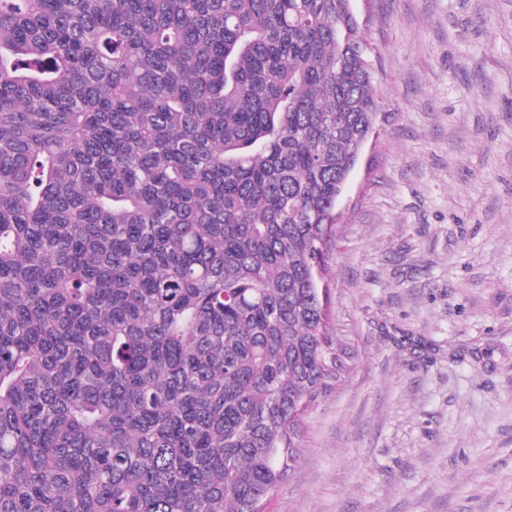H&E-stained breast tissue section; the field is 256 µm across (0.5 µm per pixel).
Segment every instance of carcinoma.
<instances>
[{
  "mask_svg": "<svg viewBox=\"0 0 512 512\" xmlns=\"http://www.w3.org/2000/svg\"><path fill=\"white\" fill-rule=\"evenodd\" d=\"M352 3L0 0V512H263L295 469L380 108Z\"/></svg>",
  "mask_w": 512,
  "mask_h": 512,
  "instance_id": "carcinoma-1",
  "label": "carcinoma"
}]
</instances>
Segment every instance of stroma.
Segmentation results:
<instances>
[{"instance_id": "35a3bbf8", "label": "stroma", "mask_w": 512, "mask_h": 512, "mask_svg": "<svg viewBox=\"0 0 512 512\" xmlns=\"http://www.w3.org/2000/svg\"><path fill=\"white\" fill-rule=\"evenodd\" d=\"M380 103L322 274L345 368L265 512H512V0H355Z\"/></svg>"}]
</instances>
